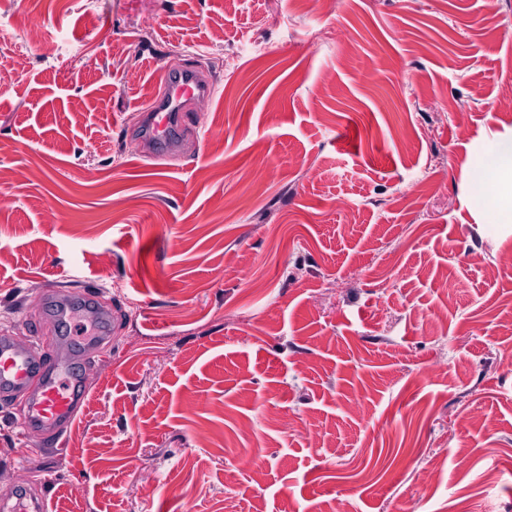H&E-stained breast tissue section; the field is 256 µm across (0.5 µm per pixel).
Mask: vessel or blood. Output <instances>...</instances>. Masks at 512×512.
I'll return each mask as SVG.
<instances>
[{
	"instance_id": "obj_1",
	"label": "vessel or blood",
	"mask_w": 512,
	"mask_h": 512,
	"mask_svg": "<svg viewBox=\"0 0 512 512\" xmlns=\"http://www.w3.org/2000/svg\"><path fill=\"white\" fill-rule=\"evenodd\" d=\"M162 96L151 98L141 108V121L157 156L171 154L174 136L187 121L190 106L195 99L212 96L215 87L191 70L169 73L164 81ZM102 291L98 281L85 280L84 296L87 304L82 313L90 322H98L103 313L93 304ZM100 336H90L75 343L70 334L57 338L56 354L46 359L17 348L10 337L0 336V396L25 395L29 398L28 411L20 422L21 429L41 428L48 438H56L61 424L74 422L83 411L89 392L76 366L77 349L89 350L99 345ZM51 482L43 480L39 493L22 489L9 512H46Z\"/></svg>"
}]
</instances>
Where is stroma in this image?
Wrapping results in <instances>:
<instances>
[{"mask_svg":"<svg viewBox=\"0 0 512 512\" xmlns=\"http://www.w3.org/2000/svg\"><path fill=\"white\" fill-rule=\"evenodd\" d=\"M179 67L215 93L144 158ZM0 71V335L47 352L83 276L120 314L60 450L0 402V500L512 512V224L462 177L512 138V0H0ZM40 493L32 495L30 493L31 488L23 486L21 492L16 495V502L13 506L5 508L3 510L10 512H45L47 511L48 503L51 501L50 490L51 481L45 478L41 483Z\"/></svg>","mask_w":512,"mask_h":512,"instance_id":"stroma-1","label":"stroma"}]
</instances>
